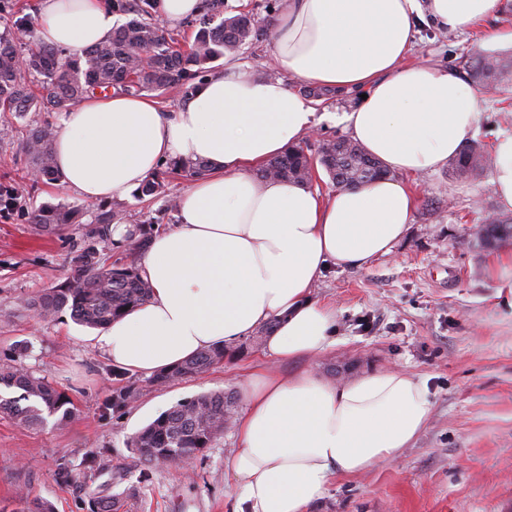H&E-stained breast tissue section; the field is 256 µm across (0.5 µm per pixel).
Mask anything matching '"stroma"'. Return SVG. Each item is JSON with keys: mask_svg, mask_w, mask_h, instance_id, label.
<instances>
[{"mask_svg": "<svg viewBox=\"0 0 512 512\" xmlns=\"http://www.w3.org/2000/svg\"><path fill=\"white\" fill-rule=\"evenodd\" d=\"M280 2L224 0L225 14L250 12L267 33L237 57L248 73L266 72ZM486 36L483 24L457 32L421 25L411 59L463 79V65L475 54L512 53ZM505 96L512 98V89L483 96L472 139L484 149L512 132V111L500 104ZM358 100L356 92L336 89L318 99L317 130L349 136L345 115ZM60 119L57 112L0 118V189L12 197L0 211V364L18 360L66 392L75 417L63 426L49 417L27 427L0 414V512H22L25 498L34 496L50 500L56 512H89L90 499L111 493L122 496L120 512H234L238 492L228 468L234 429L198 457L190 475L144 467L127 439L183 399L239 392L257 366L282 374L310 370L335 382L399 367L427 382L430 418L411 447L364 474L337 478L311 512H512V241L489 248L480 238L486 216L500 210L489 171L459 176L446 165L407 176L418 201L392 253L359 269L329 268L311 288L313 300L336 307V343L324 354L281 362L244 338L223 364L165 387L133 373L136 401L113 412L104 404L121 383L110 374L111 360L93 346L91 329L68 312L44 321L23 305L70 273L97 213L96 203L61 183L43 182L33 191L16 174L20 128ZM190 184V177L173 174L165 195L151 203L125 199L126 224L174 223L168 202ZM43 204L82 209V221L57 234L36 233L28 217ZM93 453L98 463L86 467ZM62 461L75 481L58 482Z\"/></svg>", "mask_w": 512, "mask_h": 512, "instance_id": "obj_1", "label": "stroma"}]
</instances>
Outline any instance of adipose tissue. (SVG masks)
<instances>
[{"instance_id": "ef3b65f1", "label": "adipose tissue", "mask_w": 512, "mask_h": 512, "mask_svg": "<svg viewBox=\"0 0 512 512\" xmlns=\"http://www.w3.org/2000/svg\"><path fill=\"white\" fill-rule=\"evenodd\" d=\"M506 0H284L271 43L283 77L244 72L225 58L173 111L147 96H93L55 132L64 185L87 201L122 199L169 159L210 167L177 200L176 222L154 234L138 260L148 301L93 341L123 368L153 373L200 351L233 345L273 321L280 359L332 345L335 308L312 301L328 265L360 268L391 252L417 199L392 175L440 168L480 120L475 89L428 63H407L423 22L451 30L488 19ZM106 0H39L36 34L81 52L111 34ZM357 90L346 120L354 141L386 177L355 190L256 181L253 166L282 154L317 122L312 100L291 87ZM490 182L512 209V134L492 147ZM234 422L228 467L237 512H308L337 476L397 457L424 428L426 381L391 368L332 383L310 371L252 372Z\"/></svg>"}]
</instances>
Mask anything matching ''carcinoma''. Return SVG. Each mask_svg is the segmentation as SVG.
Returning <instances> with one entry per match:
<instances>
[{
    "label": "carcinoma",
    "instance_id": "1",
    "mask_svg": "<svg viewBox=\"0 0 512 512\" xmlns=\"http://www.w3.org/2000/svg\"><path fill=\"white\" fill-rule=\"evenodd\" d=\"M112 12L131 19L82 56L37 42L29 17L13 20L0 33V112H66L86 96L110 91L130 95L176 92L185 98L211 75L215 60L234 57L240 49L264 36L248 12L224 16V0H202L199 13L187 21L196 28L192 43L182 48L172 34L157 24L156 0H111ZM468 75L486 89L502 92L512 80V55L480 54L467 64ZM52 124L46 122L27 131L21 142L24 178L30 188L61 176L54 163ZM490 156L475 143L462 147L453 160V170L472 174L483 170ZM322 167L339 189L364 186L387 170L375 157L346 137H328L317 143H304L271 158L258 172V178L310 183L316 167ZM185 172L200 177L208 172L205 162L176 159L164 170L143 182L134 197L147 201L164 192L171 174ZM76 211L64 206L45 204L31 212L29 222L43 234H53L74 223ZM124 219L120 207H100L94 222L85 228L83 246L73 258L71 273L59 284L29 298L26 306L42 319H52L68 309L72 319L89 328H104L112 320L151 297L152 288L135 263H107L105 251L114 245L112 225ZM485 246L496 247L512 239V220L490 215L480 229ZM152 237L151 226L137 224L127 231L122 244L128 254L144 250ZM224 346L201 351L179 366L156 372L149 379L155 387H165L193 377L232 356ZM112 376L128 384L112 392L109 406L122 409L135 402L138 389L128 379V372L112 370ZM0 383L16 387L21 394L0 398V413L13 416L28 426H37L44 414L59 415L58 421L71 418L70 399L20 363L0 366ZM237 399L232 392L199 394L187 398L160 414L128 439L138 459L153 468L192 464L196 457L213 445L232 425Z\"/></svg>",
    "mask_w": 512,
    "mask_h": 512
}]
</instances>
